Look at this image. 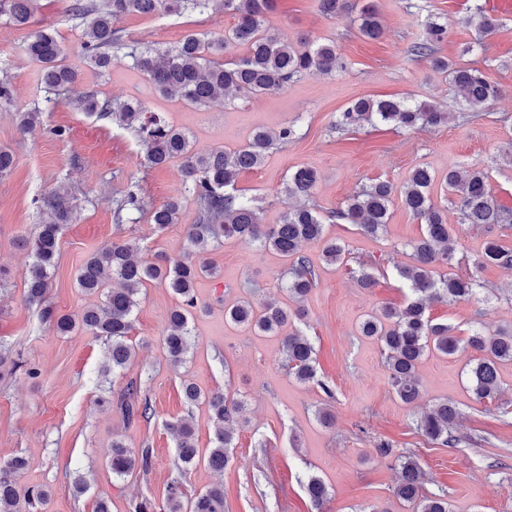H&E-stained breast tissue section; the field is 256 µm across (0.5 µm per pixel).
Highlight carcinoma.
<instances>
[{"mask_svg":"<svg viewBox=\"0 0 512 512\" xmlns=\"http://www.w3.org/2000/svg\"><path fill=\"white\" fill-rule=\"evenodd\" d=\"M275 0H73L69 11L82 30L87 63L101 73L112 69L113 49L123 45L121 30L115 22L130 13H180L191 9L200 13L211 11L231 14L235 23L222 33L204 36L189 33L174 45L166 47H132L127 53L132 67L141 72L160 95L205 106L235 91L258 97L281 90L289 82L307 74L329 75L343 68L333 41L315 44L285 42L269 34L265 27L267 14ZM39 8V0H0V20L13 26L28 24ZM353 0H318V9L327 18L340 20L354 11ZM359 31L370 39L381 36L375 5L368 3L358 13ZM469 23L484 37L495 32L498 20L484 13L481 7L469 17ZM448 38V23H428L425 38L410 47L418 60L429 61L431 68L448 77L460 96V112L455 115L441 110L427 100L374 99L363 97L352 102L334 123V129L348 131L365 125L386 124L399 128L436 127L456 117L485 111L498 95V89L477 67L459 65L436 55L437 46ZM243 53H236L237 49ZM25 55L40 66L42 81L48 92L60 89L71 93L75 109L88 117L110 119L131 131L144 152L145 164L160 167L182 160V173L197 208L196 223L187 227L189 248L204 249L225 241L271 248L289 261L288 278L280 283L292 299L301 302L317 284V274L302 245L323 243L327 263L336 264L346 258V246L336 239L324 238V219L312 205L286 211L279 224H263L259 207L253 198L241 193L236 182L239 175L259 167L268 150L277 142L293 139L292 125L277 133L264 129L252 131L247 141L233 150L215 148L194 150L189 135L158 112H149L136 98L102 99L97 94L79 89V72L62 63L61 48L55 34L34 30L23 47ZM42 112L36 108L19 115L22 132L41 124ZM435 176L424 166L414 167L397 186L387 180H374L356 192L345 207L332 217L356 225L365 235L376 236L388 221L393 198L424 224L422 235L410 247L414 263L402 267L399 277L407 284L409 295L401 307H385L369 314L360 323L363 336L380 341L389 383L397 397L410 405L421 397L417 370L423 358L436 352L444 356L456 353L464 344L478 354L467 370V382L473 399L490 403L501 392L498 366L512 362V328L493 333L476 325L461 338L456 328L438 323L430 316L433 304L454 305L476 297L480 284L474 278L464 279L439 267L454 258L453 229L447 211L433 200L431 188ZM489 174L481 169H466L456 164L448 167L445 186L457 196L459 223L472 224L490 233L492 226L512 223V211L502 209L489 190ZM318 174L311 168L299 167L288 176L285 193L310 198L314 194ZM143 202L135 185L116 201L115 223L133 221L132 214L141 212ZM181 209L178 197L152 209L150 222L158 230L177 223ZM45 218L33 234L21 238L22 247L30 253L25 278V298L40 308L42 320L60 335L84 330L102 339L108 346V362L112 373L122 372L132 353L129 336L134 312L140 302L145 283H163L179 298V305L169 314L163 333V345L169 363L186 362L190 348L189 320L197 302L194 284L201 276H215L218 270L207 263H195L185 254L179 258L166 255L153 260L137 259V242H113L92 254L76 274V283L83 293L100 297L87 305L79 315L57 313L46 304V294L56 267L62 226L77 213L75 198L65 191H54L40 204ZM481 269L488 265L512 268V248L496 237L486 240L482 254L474 260ZM305 316L301 307L285 309L276 301L254 307L241 300L224 308L225 320L260 333L278 334L296 319ZM316 350L311 339L300 331H290L283 338V365L301 383L317 382L331 399L332 388L316 380ZM102 404L117 403L127 420H149L152 405L141 397L137 385L129 382L117 398L112 390L103 389ZM213 446L199 448L193 424L180 420L168 425L176 441V463L183 475L205 464L216 472L224 471L233 460L236 417L243 402L228 398L223 392L207 397ZM460 417L458 406L440 401L416 423L427 439L452 447L458 439L454 428ZM151 463V451H135L123 440L112 442L108 460L112 475L125 478L134 470L145 471ZM25 460L16 455L0 461V512H35L47 505L49 494L36 486H23L20 475ZM398 480L394 492L414 512H448L446 494L429 493L424 489L423 473L414 453L403 452L396 457ZM306 490L318 506L329 496L327 485L319 477L308 479ZM163 512H224V486L209 487L191 500L184 499L181 481L173 480L166 488Z\"/></svg>","mask_w":512,"mask_h":512,"instance_id":"obj_1","label":"carcinoma"}]
</instances>
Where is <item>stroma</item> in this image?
Instances as JSON below:
<instances>
[{
    "label": "stroma",
    "mask_w": 512,
    "mask_h": 512,
    "mask_svg": "<svg viewBox=\"0 0 512 512\" xmlns=\"http://www.w3.org/2000/svg\"><path fill=\"white\" fill-rule=\"evenodd\" d=\"M484 2L375 0L383 33L369 40L351 20L324 17L317 0H277L276 10L266 19L270 34L291 42L302 37L335 41L343 70L328 76L310 74L260 97L201 107L161 97L126 59L118 60L111 74H97L84 58L80 28L68 16L70 0H40L41 8L27 28L0 22V79H9L13 88L12 101L0 102V147L11 149L15 157L12 172L0 179V267L9 272L5 307L0 310V343L10 346L21 363L15 370L0 369V459H27L20 482L48 491L47 512H95L102 497L111 500L112 512H131L132 502L144 496L160 505L168 483L176 478L190 496L223 483L225 512H366L372 505L387 512H410L394 494L393 456L405 449L416 453L427 489L447 493L450 512H512V363L499 367L502 390L492 403L493 413L484 412L465 389V372L474 357L469 349L422 360V397L407 405L388 383L379 342L358 333L365 315L406 300L397 269L411 264L409 243L421 235L422 226L401 201L393 202L387 228L375 238L353 225L327 222V235L346 245L347 264H326L320 243L303 248L319 274L316 288L304 300L307 317L298 325L315 345L314 384L288 375L281 337L224 320L225 305L237 300L257 304L273 298L291 306L279 286L286 262L274 250L227 243L202 253V260L218 267L220 274L195 283L192 348L177 369L164 354L162 336L178 299L162 284H147L130 335L135 351L123 375L112 382L116 391L136 382L149 398L152 417L133 424L116 407L97 403L107 365L102 340L81 330L57 335L42 322L38 308L26 302L24 275L30 258L20 245L21 237L32 234L41 221L38 198L68 187L78 212L63 229L47 302L58 313L75 315L94 301L76 285V273L88 255L134 237L143 256H183L188 251L186 229L196 216L179 162L145 167L129 131L75 111L66 94L47 101L40 68L22 50L30 29H47L55 33L64 63L78 69L81 88L102 98H139L149 110L185 129L195 150L232 149L255 128L276 132L295 125L296 138L273 145L263 166L241 173L237 181L243 193L258 197L263 223H279L293 206L282 190L297 167L319 174L311 202L325 215L345 207L371 180L398 184L415 166L428 167L437 177L434 200L447 207L458 239L450 270L482 286L478 300L433 305L432 317L455 326L462 336L476 320L491 331L512 326V269L474 267L487 235L460 223L441 182L452 164L486 170L496 203L512 210V166L502 159L512 152V16L500 17L498 31L482 52L461 53L474 39L465 20ZM437 16L446 18L449 28L440 55L480 67L498 89L497 99L483 115L427 129L369 125L342 134L332 131L339 113L359 97L412 94L458 111L446 77L409 52ZM233 23L227 13H133L117 26L127 43L169 46L188 33L220 32ZM33 108L42 109V123L22 133L19 114ZM59 127L65 137L55 136ZM132 183L138 185L146 209L136 222L116 225L115 201ZM175 196L183 201L177 223L156 231L149 209ZM363 265L372 269L373 287H360L356 280L355 272ZM32 367L38 377L28 376ZM186 380L204 395L225 391L244 401L234 463L224 473L201 465L181 475L174 467L176 443L167 423L190 418L203 448L210 447L213 437L207 403L184 402ZM324 383L332 387L333 398L321 391ZM445 399L462 412L456 430L461 442L453 447L426 440L416 431L422 411ZM326 402L336 416L330 427L316 417ZM116 439L134 449L150 448V468L113 477L107 462ZM382 441L391 443L392 456L380 455L377 445ZM312 475L330 492L319 508L305 490ZM78 477L88 485L80 495L73 490Z\"/></svg>",
    "instance_id": "obj_1"
}]
</instances>
